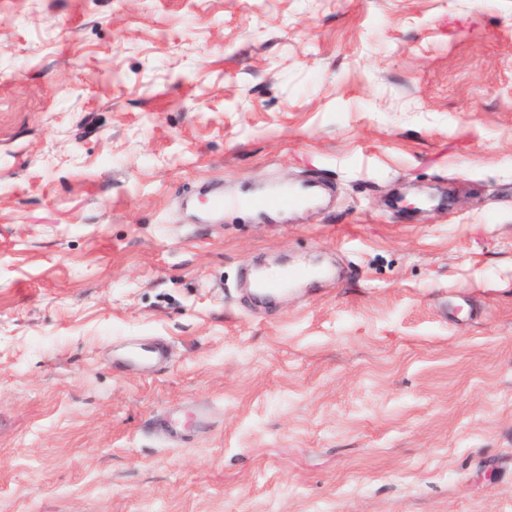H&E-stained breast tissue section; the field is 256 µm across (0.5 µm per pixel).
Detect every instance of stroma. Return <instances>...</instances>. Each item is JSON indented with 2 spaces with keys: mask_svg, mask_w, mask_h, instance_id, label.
I'll list each match as a JSON object with an SVG mask.
<instances>
[{
  "mask_svg": "<svg viewBox=\"0 0 512 512\" xmlns=\"http://www.w3.org/2000/svg\"><path fill=\"white\" fill-rule=\"evenodd\" d=\"M0 512H512V0H0ZM325 195V185L322 181L280 183L252 197L224 195L215 191L209 201L208 213L218 215L224 210L238 209L250 206L256 210H264L270 206L283 210L296 208H314L319 206ZM251 283L256 294H269L274 290L284 289L298 277L297 274L284 272L277 282L268 279L263 272L253 269L251 271Z\"/></svg>",
  "mask_w": 512,
  "mask_h": 512,
  "instance_id": "stroma-1",
  "label": "stroma"
}]
</instances>
